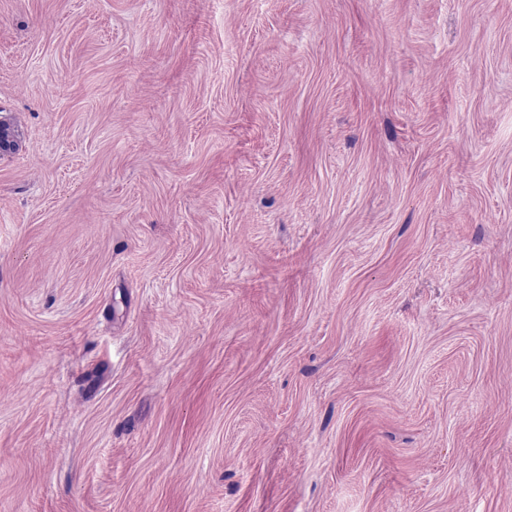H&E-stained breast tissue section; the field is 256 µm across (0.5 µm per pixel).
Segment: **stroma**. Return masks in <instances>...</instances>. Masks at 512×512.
Instances as JSON below:
<instances>
[{
  "instance_id": "35a3bbf8",
  "label": "stroma",
  "mask_w": 512,
  "mask_h": 512,
  "mask_svg": "<svg viewBox=\"0 0 512 512\" xmlns=\"http://www.w3.org/2000/svg\"><path fill=\"white\" fill-rule=\"evenodd\" d=\"M0 512H512V0H0Z\"/></svg>"
}]
</instances>
